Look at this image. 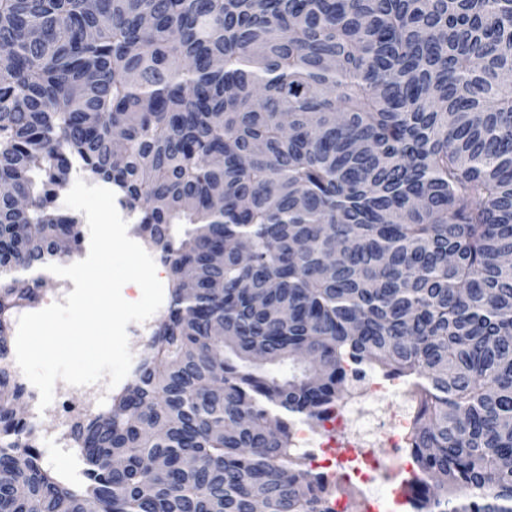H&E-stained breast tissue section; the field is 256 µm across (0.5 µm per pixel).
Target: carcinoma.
<instances>
[{"label": "carcinoma", "mask_w": 512, "mask_h": 512, "mask_svg": "<svg viewBox=\"0 0 512 512\" xmlns=\"http://www.w3.org/2000/svg\"><path fill=\"white\" fill-rule=\"evenodd\" d=\"M75 173L171 274L79 480L9 368ZM0 183V512H334L296 424L368 373L413 512H512V0H0ZM406 395H410L408 388L403 384H398L394 390L388 392L380 391L374 393L370 387L365 391V398L373 407L381 412L391 415L399 412L405 404Z\"/></svg>", "instance_id": "obj_1"}]
</instances>
